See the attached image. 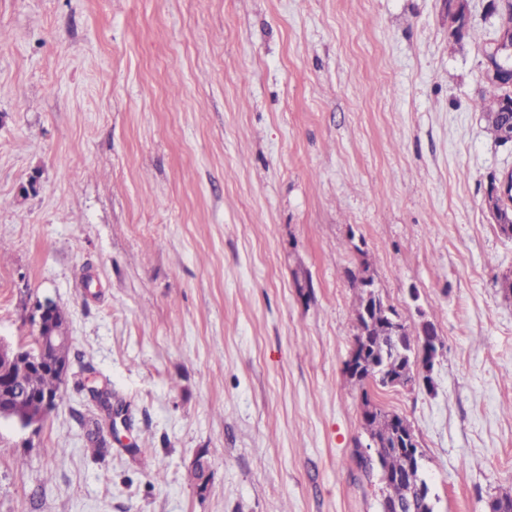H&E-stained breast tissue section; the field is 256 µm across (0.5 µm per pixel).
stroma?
Here are the masks:
<instances>
[{
	"mask_svg": "<svg viewBox=\"0 0 512 512\" xmlns=\"http://www.w3.org/2000/svg\"><path fill=\"white\" fill-rule=\"evenodd\" d=\"M487 3L455 45L448 0H0V338L53 301L130 418L99 460L86 393L0 420V512H380L367 400L410 421L433 512L512 494ZM364 270L436 327L431 386L349 379ZM190 472H189V478L190 480L196 485L197 490L200 493H203L206 491L209 481H210V462L208 458V453L206 450H200L197 452V454L194 456L192 461L189 465ZM195 470H201L203 472V478L199 483V475Z\"/></svg>",
	"mask_w": 512,
	"mask_h": 512,
	"instance_id": "stroma-1",
	"label": "stroma"
}]
</instances>
